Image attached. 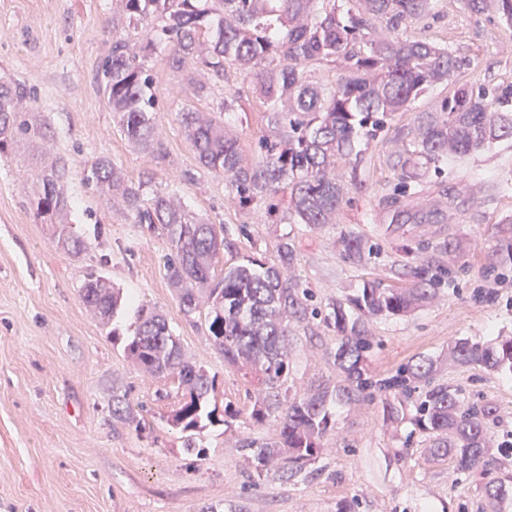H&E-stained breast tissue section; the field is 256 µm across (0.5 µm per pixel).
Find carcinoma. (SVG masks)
Masks as SVG:
<instances>
[{"label":"carcinoma","mask_w":512,"mask_h":512,"mask_svg":"<svg viewBox=\"0 0 512 512\" xmlns=\"http://www.w3.org/2000/svg\"><path fill=\"white\" fill-rule=\"evenodd\" d=\"M127 27L150 23L139 37L112 39L103 65V93L120 131L140 152L164 157L154 133L151 110L156 97L145 60L160 44L171 45L175 63L197 64L217 77L234 68L250 78L252 94L264 105L265 131L258 152L244 154L238 136L220 118L189 110L182 124L198 162L224 177L230 202L265 224H305L318 229L333 224L344 201L340 170L362 162L370 144L431 88L444 84L470 65L448 45L416 40L406 34L414 21L431 15L433 0H118ZM472 13L486 14L512 26V0H462ZM337 72L316 80L314 69ZM20 87L0 84V158L21 136L33 140L41 127L18 105ZM222 112H242L238 89L224 90ZM512 140V86H458L432 111L419 112L398 150L395 193L382 197L395 224H446L451 203L437 200L406 207L402 198H419L429 170L448 169V158L489 151ZM65 165L44 166L30 195L36 221L56 226L58 243L80 254L85 241L67 219L69 206L59 183ZM87 181L119 206L135 224L162 230L171 254L165 265L177 288L183 315L192 319L206 309L208 336L224 362L236 366L257 391L251 411L255 423H274L278 438L258 443L250 436L239 448L262 467L276 464L295 474L325 451L332 431L330 404L380 399L386 422L404 420L431 441V456L452 457L456 472L487 476L509 466L508 455L491 448L499 423L496 406L466 400L459 389L435 383L437 364L430 359L408 363L378 378L365 366L372 347L364 318L399 315L434 300L442 284L444 260H453L458 244L445 243L438 254L405 265L408 287L364 282L352 300L357 316L342 302L332 304L325 323L339 337L333 353L338 381L332 392L317 389L290 393L291 326L319 315L308 304L310 293L290 274L297 251L284 234L278 262L259 265L252 259L227 267L216 280L212 262L224 247L225 229L192 220L171 200L145 198V182L122 176L111 159L90 165ZM346 255L370 265L377 247L350 232L342 237ZM82 300L106 320L121 306L119 294L99 270L87 273ZM126 352L155 379L177 377L175 402L167 422L187 434L185 448L195 451L192 434L216 421V382L204 369L185 360L166 317L140 309L139 323ZM448 360L512 374V337L495 343L458 339ZM491 502L512 499V474L478 487Z\"/></svg>","instance_id":"1"}]
</instances>
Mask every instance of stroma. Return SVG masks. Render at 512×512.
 Returning <instances> with one entry per match:
<instances>
[{
    "instance_id": "1",
    "label": "stroma",
    "mask_w": 512,
    "mask_h": 512,
    "mask_svg": "<svg viewBox=\"0 0 512 512\" xmlns=\"http://www.w3.org/2000/svg\"><path fill=\"white\" fill-rule=\"evenodd\" d=\"M118 11L117 0H0V83L26 88L23 109L43 133L0 158V512H512V502L492 507L473 485L455 484L453 460L433 459L428 440L410 436V423H385L377 400L333 404L335 433L301 472H261L240 451L238 435L245 430L268 442L276 431L252 424L253 388L215 350L204 315L181 313L165 276L166 236L132 223L86 182L91 162L106 156L126 178L147 180L146 195L165 194L190 217L224 225L217 277L247 256L276 262L278 238L289 234L295 275L320 312L356 295L363 281L399 284L403 246L432 255L444 241L461 242L433 302L368 322L367 365L385 376L418 359L440 361V382L495 404L494 432L503 437L512 433V377L449 362L448 352L460 337L512 336V192L491 190L512 179V141L449 159L448 223H392L380 200L397 182L394 136L412 126L416 111L433 109L459 83L512 84V26L469 12L462 0H434L432 15L410 36L451 45L469 66L421 97L415 111L395 115L371 142L335 223L312 229L254 223L229 203L223 177L197 160L181 114L217 113L225 84L248 90L236 71L211 79L177 66L169 47H160L147 67L164 157L150 160L128 144L101 91L112 38L129 32ZM198 81L210 83L209 97H196ZM49 158L67 164L61 190L71 203L69 221L89 244L77 256L58 245L52 225L36 223L29 205L37 167ZM242 224L249 237L239 235ZM351 230L377 246L375 265L345 256L340 239ZM99 265L127 299L115 325L129 328L142 306L159 311L185 357L215 377L217 405L234 417L197 435L196 452H186L183 433L164 420L170 402L162 394L175 391L173 380L144 373L83 303L84 278ZM290 341L292 392L334 387L335 331L317 317ZM121 395L135 421L113 416L112 399Z\"/></svg>"
}]
</instances>
